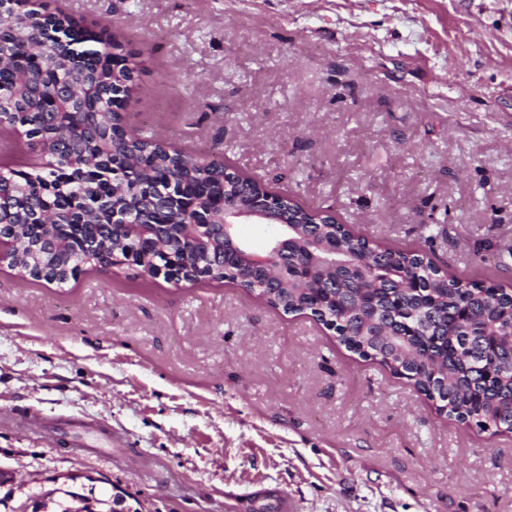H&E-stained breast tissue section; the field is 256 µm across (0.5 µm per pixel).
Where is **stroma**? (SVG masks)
<instances>
[{"label":"stroma","instance_id":"stroma-1","mask_svg":"<svg viewBox=\"0 0 512 512\" xmlns=\"http://www.w3.org/2000/svg\"><path fill=\"white\" fill-rule=\"evenodd\" d=\"M139 65L174 149L512 288V0H34ZM0 512L95 478L122 512H512V432L438 415L333 331L215 281L0 264Z\"/></svg>","mask_w":512,"mask_h":512}]
</instances>
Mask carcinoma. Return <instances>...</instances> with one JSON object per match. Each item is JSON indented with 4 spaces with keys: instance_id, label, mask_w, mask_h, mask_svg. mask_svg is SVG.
<instances>
[{
    "instance_id": "carcinoma-1",
    "label": "carcinoma",
    "mask_w": 512,
    "mask_h": 512,
    "mask_svg": "<svg viewBox=\"0 0 512 512\" xmlns=\"http://www.w3.org/2000/svg\"><path fill=\"white\" fill-rule=\"evenodd\" d=\"M118 46L44 5L0 0V133L22 128L27 150L46 158L31 174L0 157V239L27 243L10 254L11 268L62 285L66 271L114 265L129 251L148 275L173 258L198 262L208 279L275 310L312 311L340 344L413 382L439 413L491 436L512 430V290L375 245L330 215L314 224L297 202L279 214L293 223L289 258L300 267L286 282L232 263L226 252L244 245L237 236L197 251L181 225L209 233L224 203L247 201L261 183L126 128L117 100L129 76L112 70ZM333 238L347 264L341 279L308 269Z\"/></svg>"
}]
</instances>
